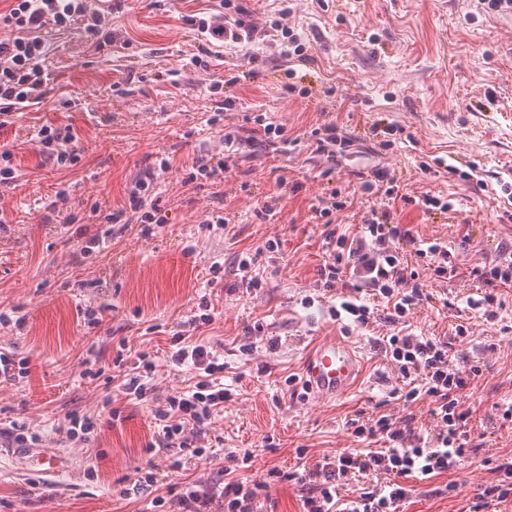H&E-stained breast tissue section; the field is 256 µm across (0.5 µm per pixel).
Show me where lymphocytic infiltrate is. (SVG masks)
Instances as JSON below:
<instances>
[{"instance_id":"obj_1","label":"lymphocytic infiltrate","mask_w":512,"mask_h":512,"mask_svg":"<svg viewBox=\"0 0 512 512\" xmlns=\"http://www.w3.org/2000/svg\"><path fill=\"white\" fill-rule=\"evenodd\" d=\"M111 15L108 8L90 9L88 0H11L9 9L0 12V127L42 104L52 87L48 61L55 47L46 37L47 30L79 22L92 44L108 43L112 33L106 20ZM189 23L203 53L227 40L241 42L255 30L239 5L228 13L192 17ZM202 55L191 58L193 67L203 66ZM77 141L69 126L44 125L35 137L40 154L60 166L79 161ZM160 193L156 179L139 180L128 196L129 211L105 214V223L121 230L134 222L155 223ZM325 248L328 259L319 269L325 287L351 291L329 315L337 320L349 317L361 326L381 311L389 323H407L415 308L426 301L418 283L419 268H412L411 258H418L441 279H452L457 270L447 243L418 238L412 229L391 221L386 212L364 219L354 235L328 231ZM472 274L480 286L466 305L481 311L487 324L497 326L498 290L512 284V250L502 249L494 263L473 268ZM210 310V303L201 302L187 329L174 333L171 340L170 363L192 367L194 383L169 396L153 412L156 431L150 446L179 449L181 457L172 463L176 470L188 460L199 465L213 461V449L204 446L203 439L212 417L223 411L231 396L224 385L223 362L198 335L212 321ZM469 336L468 326L459 324L446 339L411 333L376 338V346L404 383L407 413L367 416L356 411L346 425L358 439V447L314 461L308 460L305 449H297V470L272 469L269 477L302 486L300 512H404L417 486L460 469L477 448L466 399L482 369L478 361L456 349ZM154 370L146 353H135L118 377V392L130 400L145 399ZM415 404L426 406L433 430L416 426L411 411ZM490 472L491 481L468 512H501L502 505L512 501V465L498 464ZM151 504L170 507L172 512H274L267 483L229 468L216 479L196 481L171 497L153 496Z\"/></svg>"}]
</instances>
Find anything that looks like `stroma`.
Listing matches in <instances>:
<instances>
[{
	"mask_svg": "<svg viewBox=\"0 0 512 512\" xmlns=\"http://www.w3.org/2000/svg\"><path fill=\"white\" fill-rule=\"evenodd\" d=\"M219 0H120L112 12L114 43L96 50L81 24L55 33L54 88L22 124L74 128L81 160L60 167L41 156L19 128H0V150L11 149L17 180L0 185V347L26 363L16 382L0 385V512H143L147 501L121 499L139 472L163 475L174 490L186 480L215 476L221 461L173 471L175 451L148 450L152 412L188 385L189 368L169 364L171 338L196 312L213 306L203 331L224 357V381L233 396L213 418L207 440L225 450L252 453L247 476L265 480L276 468L292 470L295 451L309 458L356 447L346 416H402L393 396L400 382L374 343L392 333L384 321L345 329L328 314L344 288L324 290V230L357 231L370 211L388 210L415 235L452 248L458 274L443 280L420 273L432 303L410 316V332L451 336L468 323L469 354L483 373L469 397L476 425L486 436L462 468L436 477L451 494L429 495L418 486L405 512H463L491 475L484 459L512 463V424L498 420L493 402L512 399V331L490 330L466 299L478 283L474 267L512 246V8L493 11L485 0H237L257 27L252 40L226 43L209 70L190 69L200 43L185 19ZM284 17L304 47L285 56L269 20ZM237 83H230V76ZM223 80L218 93L210 85ZM235 100L234 110L208 124L215 98ZM281 124L288 153L261 151L247 138L258 112ZM343 128L352 143L335 158L317 153L314 130ZM399 127L385 150L373 127ZM237 133L235 164L222 181L189 183L197 158L221 156L224 134ZM168 158L156 171L157 158ZM442 159L438 170L424 162ZM382 168L396 178L399 199L386 183L363 191L362 179ZM330 178H323V171ZM162 187L166 224L145 236L137 224L105 244L94 243L102 225L91 215L127 207L129 187L149 172ZM290 191L279 197L278 181ZM341 188L344 207L314 220L311 207L328 186ZM69 188V213L59 224L49 205ZM414 204L403 203V196ZM279 197L273 219L258 212ZM436 197L449 210L424 209ZM226 225H219V218ZM262 251L260 287L241 286L240 259ZM221 272L209 282V267ZM262 324L255 333L254 324ZM348 341L361 358L360 376L334 400L290 398L285 380L302 372L322 337ZM148 353L155 389L143 401L121 396L116 374L121 345ZM96 370L86 378V369ZM121 411L100 424L87 442L56 433L71 412L95 414L105 399ZM23 424L40 435L18 447L8 436ZM55 452L58 474H33L29 457Z\"/></svg>",
	"mask_w": 512,
	"mask_h": 512,
	"instance_id": "1",
	"label": "stroma"
}]
</instances>
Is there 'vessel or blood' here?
<instances>
[{
  "label": "vessel or blood",
  "mask_w": 512,
  "mask_h": 512,
  "mask_svg": "<svg viewBox=\"0 0 512 512\" xmlns=\"http://www.w3.org/2000/svg\"><path fill=\"white\" fill-rule=\"evenodd\" d=\"M360 370L359 357L336 336L321 339L307 359L305 378L319 398H338L348 391Z\"/></svg>",
  "instance_id": "1"
}]
</instances>
